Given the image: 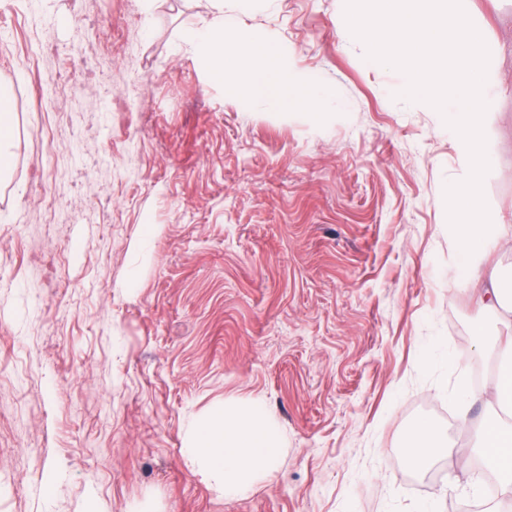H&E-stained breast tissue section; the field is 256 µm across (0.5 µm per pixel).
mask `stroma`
<instances>
[{"mask_svg": "<svg viewBox=\"0 0 512 512\" xmlns=\"http://www.w3.org/2000/svg\"><path fill=\"white\" fill-rule=\"evenodd\" d=\"M490 48L489 172L512 280V0H450ZM211 0H0L12 164L0 180V512H477L471 456L506 336L456 285L442 114L399 97L347 0H224L320 113L207 81ZM153 225L147 248L136 241ZM278 423L276 471L224 498L182 453L212 407ZM446 458L400 450L414 422ZM54 492H46L49 474Z\"/></svg>", "mask_w": 512, "mask_h": 512, "instance_id": "1", "label": "stroma"}]
</instances>
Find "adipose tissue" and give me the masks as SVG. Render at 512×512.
I'll return each instance as SVG.
<instances>
[{
    "label": "adipose tissue",
    "instance_id": "obj_1",
    "mask_svg": "<svg viewBox=\"0 0 512 512\" xmlns=\"http://www.w3.org/2000/svg\"><path fill=\"white\" fill-rule=\"evenodd\" d=\"M211 20L190 27L183 41L195 50L209 83L225 94L261 100L269 109L304 106L319 110L328 99L315 84L289 79L279 48L249 30L224 34V0H212ZM368 0H350L351 18L366 35L376 36L374 65L402 71L395 94L422 100L446 116L467 160L464 180L448 189L456 221L454 281L468 285L483 280L482 258L495 216L482 205L479 190L488 165L485 146L493 123L484 78V54L471 49L466 18L434 9L435 0H388L390 21L378 26L367 11ZM402 450L406 456L430 461L448 452L447 437L434 422L415 421ZM184 451L214 479L225 497L252 492L277 466L281 437L265 408L254 402L213 409L194 424ZM479 453L495 476L499 495L512 500V422L485 421Z\"/></svg>",
    "mask_w": 512,
    "mask_h": 512
}]
</instances>
